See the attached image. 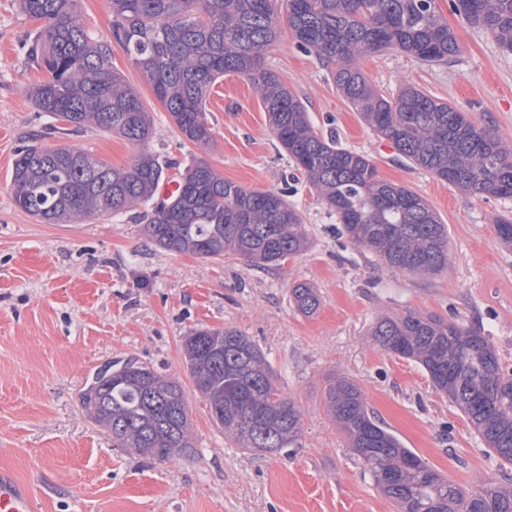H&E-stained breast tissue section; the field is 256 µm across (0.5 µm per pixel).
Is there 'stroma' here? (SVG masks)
<instances>
[{
	"label": "stroma",
	"instance_id": "1",
	"mask_svg": "<svg viewBox=\"0 0 512 512\" xmlns=\"http://www.w3.org/2000/svg\"><path fill=\"white\" fill-rule=\"evenodd\" d=\"M438 6L460 51L424 64L391 48L360 66L386 98L409 83L455 104L512 147V55L494 38ZM40 22L18 0H0V470L34 496L36 512H396L325 404L343 378L423 462L469 490L512 482L464 413L436 392L417 362L379 350L371 332L386 315L416 312L454 319L487 336L512 368V246L496 221L512 218V199L475 195L411 164L380 139L337 91L332 63L300 52L282 31L266 63L305 106L314 131L367 156L383 180L424 198L448 228V267L437 276L392 271L338 233L336 214L272 134L259 96L228 74L213 87L207 118L214 141H183L147 79L120 47L112 64L137 89L156 134L149 151L179 179L206 160L243 187L284 193L309 244L280 266L236 256L202 259L150 242L149 209L44 224L14 202L18 151L38 141L74 145L116 168L131 164L123 137L94 126L63 134L37 111L30 92L45 79L30 57ZM320 297L298 312L294 285ZM235 329L262 349L284 394L296 404L300 434L278 452L237 448L213 423L186 369L183 342L196 329ZM133 360L179 380L195 452L170 460L113 447L89 418L82 394L100 369Z\"/></svg>",
	"mask_w": 512,
	"mask_h": 512
}]
</instances>
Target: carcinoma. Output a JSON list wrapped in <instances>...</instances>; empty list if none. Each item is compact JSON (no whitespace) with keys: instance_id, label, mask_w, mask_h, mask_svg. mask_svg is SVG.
<instances>
[{"instance_id":"obj_1","label":"carcinoma","mask_w":512,"mask_h":512,"mask_svg":"<svg viewBox=\"0 0 512 512\" xmlns=\"http://www.w3.org/2000/svg\"><path fill=\"white\" fill-rule=\"evenodd\" d=\"M43 22L31 56L47 71L31 92L34 106L78 131H110L137 148L117 169L78 149L55 156L35 143L13 163L16 205L44 224L131 211L153 203L145 235L156 245L203 259L236 255L278 266L308 244L305 225L274 191L230 182L199 160L180 175L179 190L153 202L164 167L146 148L154 124L138 92L112 66V45L94 40L80 19L81 0H18ZM277 0H111L112 37L148 79L183 139L214 140L206 104L227 73L243 76L259 94L273 134L306 175L317 197L336 212L342 233L388 267L436 275L448 267V229L412 190L379 179L364 155L319 137L303 103L264 64L281 32ZM297 48L336 66V87L353 110L397 153L457 188L512 198V149L479 129L458 108L407 85L384 97L358 67L367 56L396 48L422 62L460 51L437 0H284ZM454 12L512 54V0H451ZM296 309L314 314L315 288L299 283ZM373 343L411 359L434 389L467 417L489 448L512 464V370L480 333L436 315L384 316ZM184 359L214 424L237 447L272 452L299 438L300 412L285 396L265 355L234 329H202L186 337ZM326 405L342 425L377 489L400 512H512V484L468 491L426 465L367 410L358 387L340 379ZM88 415L112 445L167 460L195 446L182 384L132 361L112 365L100 380Z\"/></svg>"}]
</instances>
